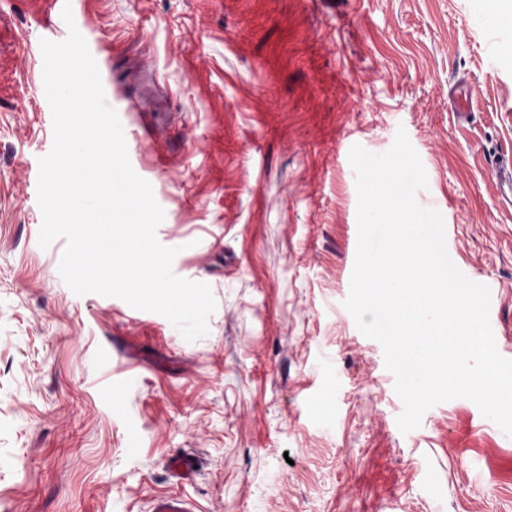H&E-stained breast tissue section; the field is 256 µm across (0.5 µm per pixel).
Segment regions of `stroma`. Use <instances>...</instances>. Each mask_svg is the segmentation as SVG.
Here are the masks:
<instances>
[{
	"instance_id": "stroma-1",
	"label": "stroma",
	"mask_w": 512,
	"mask_h": 512,
	"mask_svg": "<svg viewBox=\"0 0 512 512\" xmlns=\"http://www.w3.org/2000/svg\"><path fill=\"white\" fill-rule=\"evenodd\" d=\"M174 272L210 285L207 333L75 295L38 244L53 145L27 0H0V512H512V437L470 400L402 433L380 344L343 302L357 190L349 152L405 129L448 255L489 287L512 359V25L472 0H70ZM465 76L472 109L449 90ZM199 462L179 484L174 453ZM151 512H197L194 502L182 495L166 494L152 499Z\"/></svg>"
}]
</instances>
